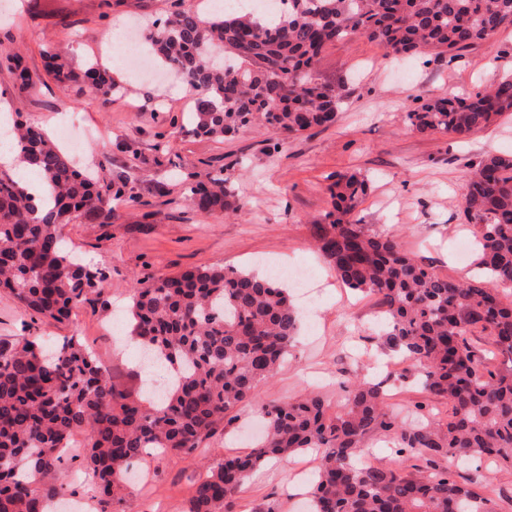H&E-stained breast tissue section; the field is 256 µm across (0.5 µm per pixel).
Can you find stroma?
<instances>
[{"label":"stroma","instance_id":"obj_1","mask_svg":"<svg viewBox=\"0 0 512 512\" xmlns=\"http://www.w3.org/2000/svg\"><path fill=\"white\" fill-rule=\"evenodd\" d=\"M0 17V51L19 52L32 74H43L50 56L75 69L96 63L121 90L110 103L54 81L18 92L0 66V103L51 137L66 115H75L85 138L69 155L79 170H92L99 187L127 176L141 206L123 207L112 223L79 213L60 226L64 244L108 275L104 298L80 304L69 321L41 322L0 291V338L75 336L111 362L118 380L140 393L144 366L126 355V311L143 274H174L224 265L263 273L266 267L308 268L313 300L288 360L258 384L250 403L233 412L231 425L188 459L149 457L130 474L122 512H184L192 481L225 455L249 451L261 429L264 405L309 392L325 397L330 414L343 410L340 381L383 382L395 410L420 404L430 414L443 406L418 383L420 370L389 348L380 328L375 296L337 280L318 252L313 225L330 208L328 178L357 172L367 193L353 214L374 233L397 236L404 250L453 279L470 278L474 260L460 261V240H473L463 214L466 176L491 155L512 154V112L459 142L441 133H421L406 114L417 102L464 97L512 73V28L454 59L386 58L376 42L357 34L330 45L316 68L319 82L341 89L344 102L333 123L300 135L263 127L240 129L231 138L196 134L186 119L195 103L177 80L137 77L133 67L115 73L102 51L105 30L133 20L168 16L174 4L199 12L206 0H9ZM230 167L238 204L231 214L201 217L186 199L184 179ZM454 480L492 493L497 512H512V467L473 458L443 459ZM318 467L310 451L265 463L237 496V512H253L273 500L281 512H302L297 490Z\"/></svg>","mask_w":512,"mask_h":512}]
</instances>
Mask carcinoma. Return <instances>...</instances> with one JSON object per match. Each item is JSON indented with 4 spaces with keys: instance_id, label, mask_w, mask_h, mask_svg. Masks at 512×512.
I'll list each match as a JSON object with an SVG mask.
<instances>
[{
    "instance_id": "1",
    "label": "carcinoma",
    "mask_w": 512,
    "mask_h": 512,
    "mask_svg": "<svg viewBox=\"0 0 512 512\" xmlns=\"http://www.w3.org/2000/svg\"><path fill=\"white\" fill-rule=\"evenodd\" d=\"M508 27L512 0H288L270 26L253 9H188L144 33L162 66L196 96V131L225 137L254 124L290 135L334 121L343 95L317 81L315 66L327 46L352 34L388 55L452 59ZM4 60L19 91L43 81L19 55ZM46 76L85 85L106 103L116 91L93 64L76 71L51 61ZM505 112H512L511 76L468 98L427 101L407 119L421 133L464 140ZM6 136L17 156L0 168V287L24 311L62 323L107 291V275L63 249L59 224L82 212L109 224L119 207L142 201L121 177L100 190L38 128L12 120ZM26 178L52 187L44 209L20 186ZM328 191L326 223L312 225L317 248L343 285L378 297L388 345L420 363L422 386L448 407L446 419L406 423L388 408L381 385L367 380L342 383L345 411L334 417L319 395L268 404L264 438L199 478L186 512H235L237 494L266 458L309 448L321 449L309 512H495L493 498L457 484L438 461L479 455L512 465V367L488 369L471 345L480 333L512 356V156L487 157L467 175L463 211L478 243L470 281L436 273L394 236L349 220L367 192L365 179L339 175ZM187 196L204 217L237 210L222 169L187 187ZM138 283L129 335L175 373L156 404L104 376L73 336L47 352L34 340L0 339V512H51L71 491V462L91 476L97 512H113L134 462L151 448L192 456L288 356L301 313L278 280L211 266ZM77 430L86 443L74 454ZM377 434L392 438L396 455L423 457L427 470L358 464Z\"/></svg>"
}]
</instances>
